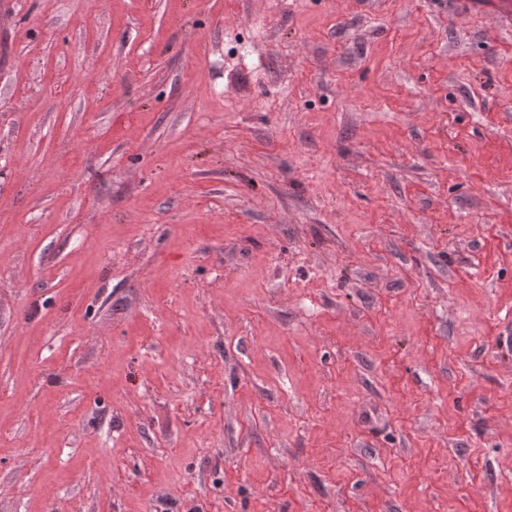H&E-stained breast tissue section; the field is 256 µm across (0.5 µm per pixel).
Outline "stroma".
Listing matches in <instances>:
<instances>
[{
	"instance_id": "35a3bbf8",
	"label": "stroma",
	"mask_w": 512,
	"mask_h": 512,
	"mask_svg": "<svg viewBox=\"0 0 512 512\" xmlns=\"http://www.w3.org/2000/svg\"><path fill=\"white\" fill-rule=\"evenodd\" d=\"M464 3L0 0V512H512Z\"/></svg>"
}]
</instances>
